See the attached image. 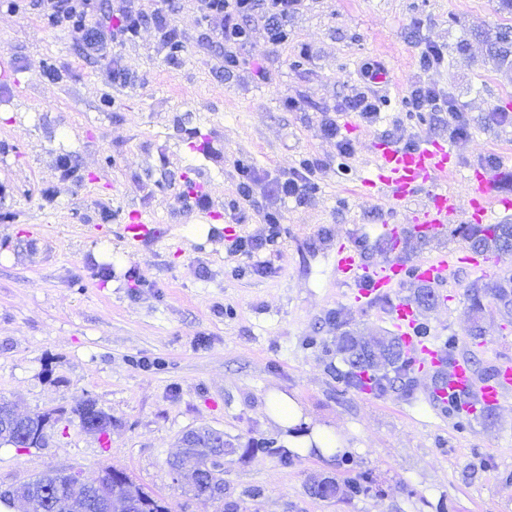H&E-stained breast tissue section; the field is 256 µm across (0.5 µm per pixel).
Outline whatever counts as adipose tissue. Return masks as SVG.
<instances>
[{
  "label": "adipose tissue",
  "instance_id": "1",
  "mask_svg": "<svg viewBox=\"0 0 512 512\" xmlns=\"http://www.w3.org/2000/svg\"><path fill=\"white\" fill-rule=\"evenodd\" d=\"M265 411L278 427L285 447L303 455L314 448L326 459L335 454L339 445L335 427L312 421L292 395L270 391L265 398Z\"/></svg>",
  "mask_w": 512,
  "mask_h": 512
}]
</instances>
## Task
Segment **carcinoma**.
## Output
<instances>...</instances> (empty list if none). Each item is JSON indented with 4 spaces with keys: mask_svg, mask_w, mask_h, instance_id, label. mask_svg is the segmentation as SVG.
<instances>
[{
    "mask_svg": "<svg viewBox=\"0 0 512 512\" xmlns=\"http://www.w3.org/2000/svg\"><path fill=\"white\" fill-rule=\"evenodd\" d=\"M494 59L504 64L512 57V32H500L491 45ZM458 232L471 247L482 253L497 256L512 249V224H467ZM498 301L506 308L512 307V274L505 275L490 286ZM336 351L341 355L348 370L338 374V379L348 387H366L378 395L393 387L395 381L405 377L412 362L404 355V343L398 336H383L365 339L344 331L336 337ZM82 424H90L96 417L108 420L110 415L98 409L93 402L85 403L78 409ZM40 417H28L15 423L10 430H0V445L16 448L28 447L29 428L39 425ZM214 429L201 427L188 431L192 440H181L180 452L169 460L174 480H188L191 491L202 493L198 474L207 465L208 455L218 451ZM310 494L320 498L336 495L337 486L332 481L314 480L309 486ZM20 497L27 506V512H94L89 507L86 494L74 488L65 472L51 470L27 483L20 491ZM113 512H168L165 502L136 485L131 478L117 484L113 493Z\"/></svg>",
    "mask_w": 512,
    "mask_h": 512,
    "instance_id": "1",
    "label": "carcinoma"
}]
</instances>
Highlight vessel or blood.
Masks as SVG:
<instances>
[{
    "label": "vessel or blood",
    "mask_w": 512,
    "mask_h": 512,
    "mask_svg": "<svg viewBox=\"0 0 512 512\" xmlns=\"http://www.w3.org/2000/svg\"><path fill=\"white\" fill-rule=\"evenodd\" d=\"M455 170L445 145L428 139L410 148L385 143L380 146L377 155L375 184L398 201L408 200L419 191H428L432 205L418 218L413 230L429 238L442 235L446 225L456 221L489 223L497 210L512 208V200L501 197L499 193V176L483 173L470 177V207L462 209L457 195L448 189V179ZM453 261V254L446 252L417 262V277L429 284L443 282ZM407 268L406 262L395 259L379 272L370 274L352 247L341 246L336 254L337 273L345 282L358 288L363 298L383 288L398 287L405 278ZM392 321L408 343L416 363L427 362L436 368L425 389V397L434 409L447 411L448 394L452 391L473 393L481 408L492 411L512 399V365H501L494 378L481 386H474L467 362H449L446 345L435 340L425 344L416 336L415 327L419 317L411 304L397 303Z\"/></svg>",
    "instance_id": "b4317fda"
}]
</instances>
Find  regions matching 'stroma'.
Wrapping results in <instances>:
<instances>
[{"instance_id": "1", "label": "stroma", "mask_w": 512, "mask_h": 512, "mask_svg": "<svg viewBox=\"0 0 512 512\" xmlns=\"http://www.w3.org/2000/svg\"><path fill=\"white\" fill-rule=\"evenodd\" d=\"M175 21L181 63L167 64L150 25L118 48L120 83L69 30L0 12V399L22 416L57 415L42 447L0 446V490L51 469L93 478L113 467L165 497L171 512H512V401L487 418L458 416L428 404L424 372L381 395L338 382L337 336L394 335L392 310L412 300L417 281L360 300L335 265L346 242L379 270L392 252L377 226L407 227L431 204L424 190L398 203L366 187L378 141L447 144L459 169L448 188L463 203L468 176L509 170L502 194L512 199V123L493 118L512 104V65L490 58L496 33L512 30V7L306 0L288 19L286 45L259 34L243 49L264 67L262 80L225 76L224 49L192 0H178ZM428 45L445 61L424 71ZM373 60L395 82L379 86L391 103L368 121L347 106ZM419 74L463 114L408 111L402 99ZM333 107L352 144L346 156L319 128ZM460 123L466 134L456 133ZM306 157L325 163L315 193L302 203L274 196L271 183ZM242 163L255 179L250 202L235 208ZM188 186L207 208L182 201ZM133 209L158 237L126 232ZM267 209L279 212L281 234L254 271L228 244L264 235ZM192 225L207 234L189 236ZM507 269L512 255H488L478 269L457 261L420 316L430 337L469 360L479 384L512 363V311L486 290L474 318L469 289ZM275 389L335 425L344 452L331 461L286 453L264 412ZM89 400L111 416L109 436L82 427L77 409ZM201 426L224 435L220 503L184 493L168 465L182 435ZM366 473L368 490L349 494ZM315 477L335 480L336 496L310 495Z\"/></svg>"}]
</instances>
